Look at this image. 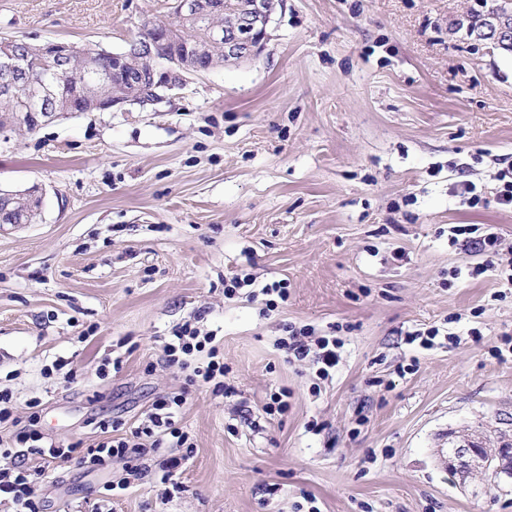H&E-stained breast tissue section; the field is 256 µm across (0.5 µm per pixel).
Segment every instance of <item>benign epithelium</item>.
<instances>
[{"instance_id":"obj_1","label":"benign epithelium","mask_w":512,"mask_h":512,"mask_svg":"<svg viewBox=\"0 0 512 512\" xmlns=\"http://www.w3.org/2000/svg\"><path fill=\"white\" fill-rule=\"evenodd\" d=\"M284 0H249L243 13L237 18L224 21V58L227 61H240L257 57L270 39L269 28L274 22L278 9ZM178 11L183 16H196L207 11L221 12L220 0H178ZM475 38L490 40L494 44L512 42V22L507 17L493 18L475 31ZM44 50L50 52L54 66L58 67L66 59L80 52L74 45L54 42L45 43ZM26 58L16 55L0 62V94L19 102L28 97L32 81L24 78ZM206 69L198 66L184 67L176 65H154L151 67V80L154 81L150 92L153 96L112 97V101L101 107L103 112L121 109L126 104L137 103L141 106L154 105L165 96L183 88L186 75L200 74ZM458 447L448 453V470L455 473L460 484H466L476 474L492 480L512 479V438L503 434L496 437V447L488 448L484 437H464L457 441Z\"/></svg>"}]
</instances>
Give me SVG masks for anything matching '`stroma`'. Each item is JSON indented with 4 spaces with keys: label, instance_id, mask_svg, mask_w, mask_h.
<instances>
[{
    "label": "stroma",
    "instance_id": "obj_1",
    "mask_svg": "<svg viewBox=\"0 0 512 512\" xmlns=\"http://www.w3.org/2000/svg\"><path fill=\"white\" fill-rule=\"evenodd\" d=\"M175 0H0V34L122 50ZM478 0H286L253 61L190 76L125 112H37L0 129V188L43 192L34 224L0 228V390L67 445L128 433L185 387L162 361L198 319L230 397L190 389L194 448L166 493L159 461L71 459L31 484L44 512H512V482L449 473L448 435L512 431V55L448 29ZM495 226L497 267L451 244ZM287 280L286 303L224 297L226 276ZM288 324L336 333L318 381L288 362ZM454 343L424 349L415 330ZM119 370L100 374L106 356ZM65 358L75 374L53 370ZM285 414L263 413L280 389ZM326 423L310 432L312 422ZM128 478L119 496L108 482Z\"/></svg>",
    "mask_w": 512,
    "mask_h": 512
}]
</instances>
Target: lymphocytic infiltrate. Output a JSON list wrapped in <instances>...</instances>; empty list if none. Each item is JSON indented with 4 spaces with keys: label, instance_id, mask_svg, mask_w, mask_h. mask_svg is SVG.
<instances>
[{
    "label": "lymphocytic infiltrate",
    "instance_id": "lymphocytic-infiltrate-1",
    "mask_svg": "<svg viewBox=\"0 0 512 512\" xmlns=\"http://www.w3.org/2000/svg\"><path fill=\"white\" fill-rule=\"evenodd\" d=\"M288 335L280 339L279 347L288 362L310 361L316 364L320 377H329L340 362V344L336 338L314 336L307 327H288ZM163 361L169 366L186 370V389L163 394L153 402L147 425L135 428L125 437L109 433V421H99L102 438L88 446L82 461L87 467L100 469L113 460L131 454L143 453L142 438H149L152 447L172 441L178 448L189 445V436L181 427V414L191 386L212 389L213 393L231 396L235 389L227 384L224 356L215 344L213 335L195 326L185 324L176 329L163 345ZM0 497L10 501L16 512H41V504L33 498L29 487V473L23 462H14L11 468L0 470Z\"/></svg>",
    "mask_w": 512,
    "mask_h": 512
}]
</instances>
